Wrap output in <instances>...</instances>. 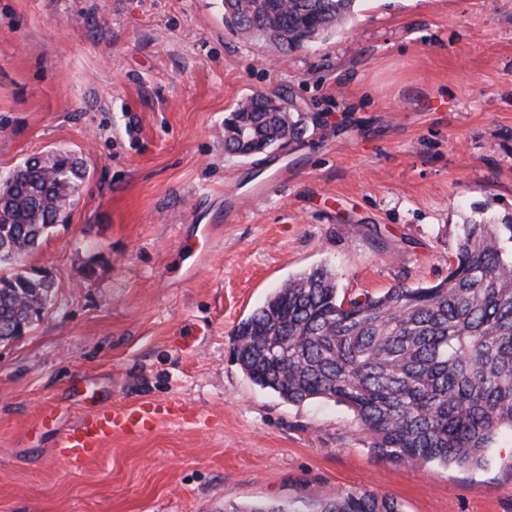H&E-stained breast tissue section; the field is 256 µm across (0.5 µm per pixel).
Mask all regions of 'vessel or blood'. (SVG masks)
Listing matches in <instances>:
<instances>
[{"label":"vessel or blood","mask_w":512,"mask_h":512,"mask_svg":"<svg viewBox=\"0 0 512 512\" xmlns=\"http://www.w3.org/2000/svg\"><path fill=\"white\" fill-rule=\"evenodd\" d=\"M177 411V405L167 402L95 409L62 435L58 442L60 457L69 464L86 463L113 435L151 432L163 418L175 416Z\"/></svg>","instance_id":"1"}]
</instances>
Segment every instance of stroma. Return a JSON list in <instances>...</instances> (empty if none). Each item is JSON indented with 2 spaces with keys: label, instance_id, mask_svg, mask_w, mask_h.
<instances>
[{
  "label": "stroma",
  "instance_id": "1",
  "mask_svg": "<svg viewBox=\"0 0 512 512\" xmlns=\"http://www.w3.org/2000/svg\"><path fill=\"white\" fill-rule=\"evenodd\" d=\"M272 57L222 0H0V177L56 149L87 171L20 263L56 296L0 345V512H303L351 490L512 512V433L476 468L386 461L347 407L284 402L232 357L288 278L325 266L349 299L433 284L461 224L512 217V0H358L341 32ZM274 91L301 138L225 154V117ZM202 224L218 233L199 265ZM142 401L181 413L58 459L84 414Z\"/></svg>",
  "mask_w": 512,
  "mask_h": 512
}]
</instances>
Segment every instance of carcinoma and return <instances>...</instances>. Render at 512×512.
I'll return each instance as SVG.
<instances>
[{
	"label": "carcinoma",
	"instance_id": "cac0c4a2",
	"mask_svg": "<svg viewBox=\"0 0 512 512\" xmlns=\"http://www.w3.org/2000/svg\"><path fill=\"white\" fill-rule=\"evenodd\" d=\"M356 0H233L226 27L279 52L325 39L346 23ZM256 93L226 121L254 120L271 148L297 137L302 119L277 122L252 112ZM84 178L80 161L30 156L0 194V264L39 246ZM53 281L0 271V342L27 314L53 304ZM234 356L247 378L283 401L327 399L350 408L386 460L478 466L500 433L512 432V218L460 227L448 277L346 300L331 271L288 279L242 320ZM310 512H401L391 496L347 491Z\"/></svg>",
	"mask_w": 512,
	"mask_h": 512
}]
</instances>
